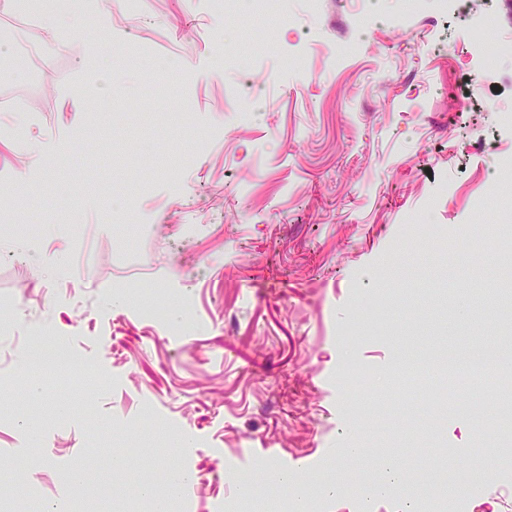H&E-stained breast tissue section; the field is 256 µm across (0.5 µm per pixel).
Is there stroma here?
Listing matches in <instances>:
<instances>
[{
    "mask_svg": "<svg viewBox=\"0 0 512 512\" xmlns=\"http://www.w3.org/2000/svg\"><path fill=\"white\" fill-rule=\"evenodd\" d=\"M101 2L24 111H0V319L17 324L0 334V496L149 512L138 486L176 467L192 481L172 512H254L239 480L265 488L271 465L248 451L269 448L315 512H448L438 489L470 472L441 451L476 445L461 390L397 374L512 324L493 295L512 256V0ZM357 27L371 38L342 53ZM475 42L490 48L479 76ZM90 54L119 64L107 88ZM184 300L197 326L169 335ZM38 324L106 380L16 387ZM442 393L427 454L406 435ZM352 446L362 456L330 454ZM387 457L406 485L370 496ZM28 459L45 472L17 471ZM459 512H512V460Z\"/></svg>",
    "mask_w": 512,
    "mask_h": 512,
    "instance_id": "stroma-1",
    "label": "stroma"
}]
</instances>
